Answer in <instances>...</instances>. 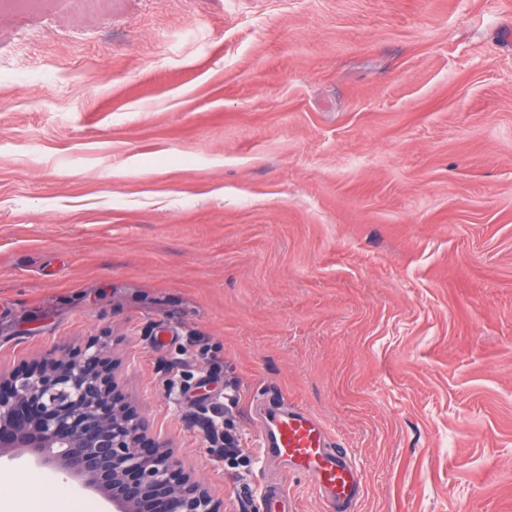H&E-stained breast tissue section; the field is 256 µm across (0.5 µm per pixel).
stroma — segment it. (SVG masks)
<instances>
[{
  "instance_id": "1",
  "label": "stroma",
  "mask_w": 512,
  "mask_h": 512,
  "mask_svg": "<svg viewBox=\"0 0 512 512\" xmlns=\"http://www.w3.org/2000/svg\"><path fill=\"white\" fill-rule=\"evenodd\" d=\"M41 3L0 5V371L109 336L224 512H326L277 406L357 512H512V0ZM260 458L307 474L328 512H355L362 482L321 421L295 407H278L260 425ZM264 512H289L288 488L282 481L264 483L259 489Z\"/></svg>"
}]
</instances>
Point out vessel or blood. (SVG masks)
<instances>
[{"label": "vessel or blood", "instance_id": "vessel-or-blood-1", "mask_svg": "<svg viewBox=\"0 0 512 512\" xmlns=\"http://www.w3.org/2000/svg\"><path fill=\"white\" fill-rule=\"evenodd\" d=\"M259 443L262 463L307 474L328 512H356L361 476L317 418L295 407L277 408L262 421ZM259 498L263 512H289L284 482L262 484Z\"/></svg>", "mask_w": 512, "mask_h": 512}]
</instances>
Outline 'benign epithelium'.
<instances>
[{"label": "benign epithelium", "instance_id": "obj_1", "mask_svg": "<svg viewBox=\"0 0 512 512\" xmlns=\"http://www.w3.org/2000/svg\"><path fill=\"white\" fill-rule=\"evenodd\" d=\"M106 336L57 346L0 373V455L31 457L112 512H224L118 382Z\"/></svg>", "mask_w": 512, "mask_h": 512}]
</instances>
